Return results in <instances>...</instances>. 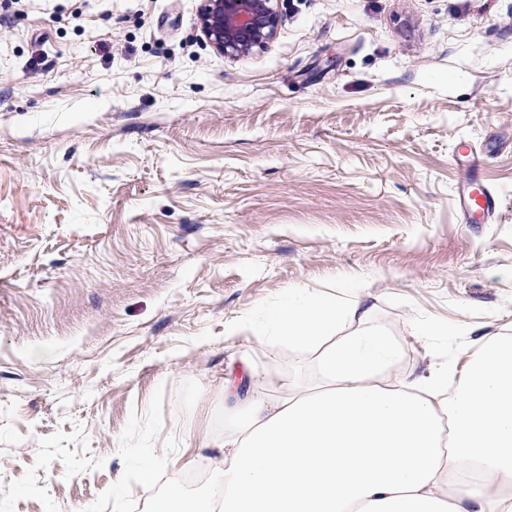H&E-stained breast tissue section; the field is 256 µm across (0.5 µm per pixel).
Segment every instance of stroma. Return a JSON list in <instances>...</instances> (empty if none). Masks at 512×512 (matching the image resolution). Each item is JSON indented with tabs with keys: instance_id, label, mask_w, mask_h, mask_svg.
Wrapping results in <instances>:
<instances>
[{
	"instance_id": "35a3bbf8",
	"label": "stroma",
	"mask_w": 512,
	"mask_h": 512,
	"mask_svg": "<svg viewBox=\"0 0 512 512\" xmlns=\"http://www.w3.org/2000/svg\"><path fill=\"white\" fill-rule=\"evenodd\" d=\"M199 7L0 0V512H152L255 377L316 381L253 332L288 289L361 300L392 378L512 336V0H279L239 56ZM460 202L468 217L487 223L498 210L501 199L494 190L468 179L460 191Z\"/></svg>"
}]
</instances>
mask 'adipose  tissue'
I'll return each mask as SVG.
<instances>
[{
  "label": "adipose tissue",
  "instance_id": "adipose-tissue-1",
  "mask_svg": "<svg viewBox=\"0 0 512 512\" xmlns=\"http://www.w3.org/2000/svg\"><path fill=\"white\" fill-rule=\"evenodd\" d=\"M360 301L289 289L258 337L317 351L320 382L281 378L251 395L215 455L180 459L159 512H512V336L460 349L394 384L403 347L376 331L336 335Z\"/></svg>",
  "mask_w": 512,
  "mask_h": 512
}]
</instances>
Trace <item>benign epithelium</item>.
Segmentation results:
<instances>
[{
  "label": "benign epithelium",
  "mask_w": 512,
  "mask_h": 512,
  "mask_svg": "<svg viewBox=\"0 0 512 512\" xmlns=\"http://www.w3.org/2000/svg\"><path fill=\"white\" fill-rule=\"evenodd\" d=\"M277 0H201L200 31L216 52L237 56L266 47L276 36Z\"/></svg>",
  "instance_id": "benign-epithelium-1"
}]
</instances>
